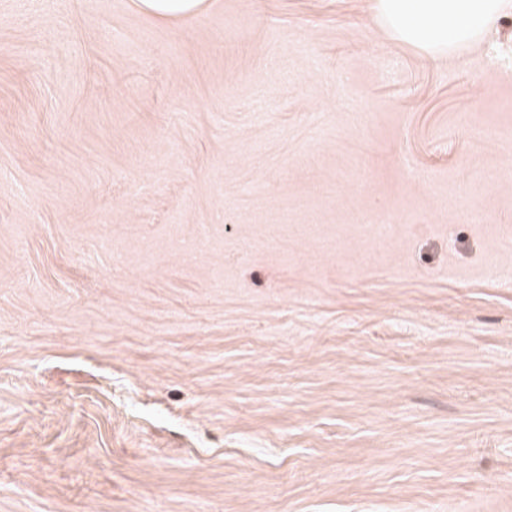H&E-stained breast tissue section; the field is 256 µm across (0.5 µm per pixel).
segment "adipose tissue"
Listing matches in <instances>:
<instances>
[{
  "mask_svg": "<svg viewBox=\"0 0 512 512\" xmlns=\"http://www.w3.org/2000/svg\"><path fill=\"white\" fill-rule=\"evenodd\" d=\"M507 6V0H374L389 35L430 57L482 39Z\"/></svg>",
  "mask_w": 512,
  "mask_h": 512,
  "instance_id": "obj_1",
  "label": "adipose tissue"
}]
</instances>
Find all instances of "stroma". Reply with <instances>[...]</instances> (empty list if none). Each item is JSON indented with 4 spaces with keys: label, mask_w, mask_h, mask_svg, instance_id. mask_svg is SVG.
<instances>
[{
    "label": "stroma",
    "mask_w": 512,
    "mask_h": 512,
    "mask_svg": "<svg viewBox=\"0 0 512 512\" xmlns=\"http://www.w3.org/2000/svg\"><path fill=\"white\" fill-rule=\"evenodd\" d=\"M495 270L512 10L0 0V512H512ZM137 7L144 13L161 20H179L195 16L208 6L207 0H138ZM506 0H375L378 22L389 35L430 57L478 41L495 25Z\"/></svg>",
    "instance_id": "obj_1"
}]
</instances>
